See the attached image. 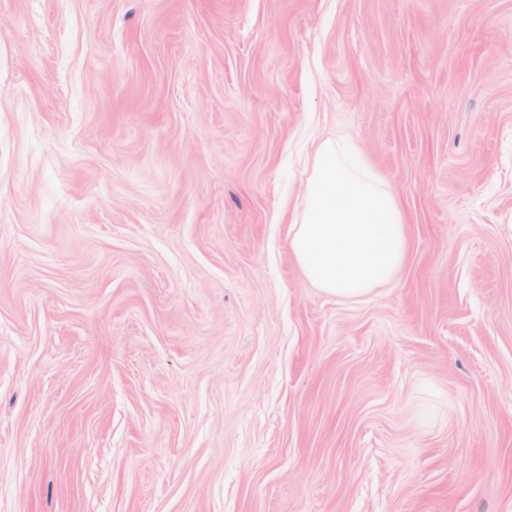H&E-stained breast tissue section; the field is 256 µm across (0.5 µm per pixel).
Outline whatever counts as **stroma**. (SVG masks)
Returning <instances> with one entry per match:
<instances>
[{
  "instance_id": "35a3bbf8",
  "label": "stroma",
  "mask_w": 512,
  "mask_h": 512,
  "mask_svg": "<svg viewBox=\"0 0 512 512\" xmlns=\"http://www.w3.org/2000/svg\"><path fill=\"white\" fill-rule=\"evenodd\" d=\"M336 138L358 303L291 246ZM0 512H512V0H0Z\"/></svg>"
}]
</instances>
